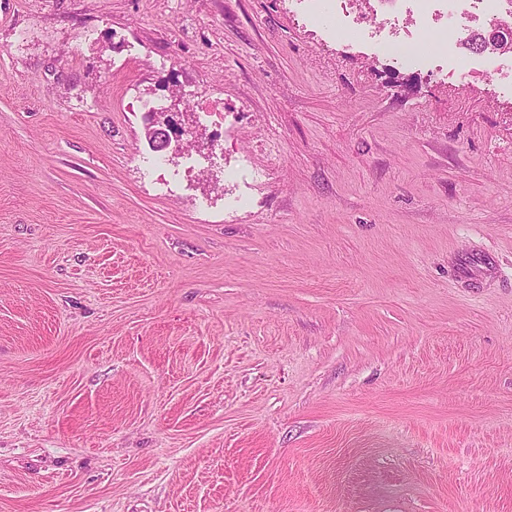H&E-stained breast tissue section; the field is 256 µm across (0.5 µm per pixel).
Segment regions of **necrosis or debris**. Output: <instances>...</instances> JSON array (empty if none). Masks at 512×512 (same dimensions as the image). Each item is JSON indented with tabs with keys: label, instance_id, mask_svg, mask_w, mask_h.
<instances>
[{
	"label": "necrosis or debris",
	"instance_id": "obj_1",
	"mask_svg": "<svg viewBox=\"0 0 512 512\" xmlns=\"http://www.w3.org/2000/svg\"><path fill=\"white\" fill-rule=\"evenodd\" d=\"M360 0H335L339 28H363L362 47L392 62L440 75L442 81L484 83L502 97L512 86V55L490 56L471 49L475 27L496 28L504 0H393L384 16L362 12ZM444 34L441 52H423L425 37Z\"/></svg>",
	"mask_w": 512,
	"mask_h": 512
}]
</instances>
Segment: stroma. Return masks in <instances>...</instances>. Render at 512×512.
<instances>
[{"mask_svg": "<svg viewBox=\"0 0 512 512\" xmlns=\"http://www.w3.org/2000/svg\"><path fill=\"white\" fill-rule=\"evenodd\" d=\"M329 13L0 0V512H512V106ZM169 112L168 109H158V111L150 110L147 114L145 134L149 145L155 150H164L171 142V135L179 138L187 132L185 126L175 127L170 123V120L161 119L165 113Z\"/></svg>", "mask_w": 512, "mask_h": 512, "instance_id": "35a3bbf8", "label": "stroma"}]
</instances>
